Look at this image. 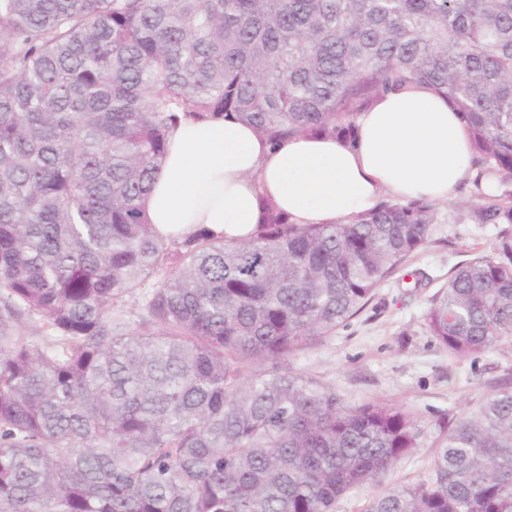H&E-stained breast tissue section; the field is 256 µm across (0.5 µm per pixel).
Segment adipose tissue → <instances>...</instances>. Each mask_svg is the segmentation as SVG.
<instances>
[{
    "label": "adipose tissue",
    "mask_w": 512,
    "mask_h": 512,
    "mask_svg": "<svg viewBox=\"0 0 512 512\" xmlns=\"http://www.w3.org/2000/svg\"><path fill=\"white\" fill-rule=\"evenodd\" d=\"M357 126L352 147L296 136L275 148L238 121L180 118L145 201L149 222L168 241L200 232L244 241L264 198L293 223L333 224L373 210L387 193L448 200L473 176L461 117L432 92L385 94Z\"/></svg>",
    "instance_id": "adipose-tissue-1"
}]
</instances>
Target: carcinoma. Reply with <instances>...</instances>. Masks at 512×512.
Returning <instances> with one entry per match:
<instances>
[{
	"label": "carcinoma",
	"instance_id": "cac0c4a2",
	"mask_svg": "<svg viewBox=\"0 0 512 512\" xmlns=\"http://www.w3.org/2000/svg\"><path fill=\"white\" fill-rule=\"evenodd\" d=\"M416 90L472 144L453 214L387 200L294 224L263 199L246 242L148 222L182 116L352 146L362 112ZM447 221L512 225V0H0V512H335L418 423L293 357ZM425 320L458 358L512 342V230ZM364 512H512V386L448 430L429 481Z\"/></svg>",
	"mask_w": 512,
	"mask_h": 512
}]
</instances>
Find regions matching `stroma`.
<instances>
[{
	"instance_id": "stroma-1",
	"label": "stroma",
	"mask_w": 512,
	"mask_h": 512,
	"mask_svg": "<svg viewBox=\"0 0 512 512\" xmlns=\"http://www.w3.org/2000/svg\"><path fill=\"white\" fill-rule=\"evenodd\" d=\"M492 224L435 225L430 243L377 289L347 327L294 359L355 403L386 400L418 421V448L387 476L415 484L433 475L450 425L468 407L512 382V344L460 359L430 333L425 314L455 266L492 254Z\"/></svg>"
}]
</instances>
